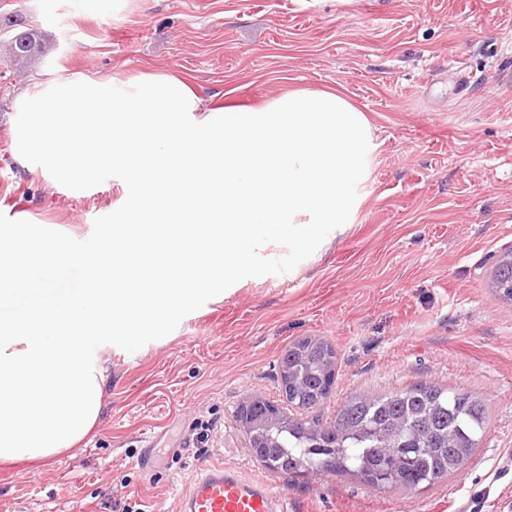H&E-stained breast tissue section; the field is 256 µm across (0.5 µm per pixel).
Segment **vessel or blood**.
I'll return each instance as SVG.
<instances>
[{
    "instance_id": "1",
    "label": "vessel or blood",
    "mask_w": 512,
    "mask_h": 512,
    "mask_svg": "<svg viewBox=\"0 0 512 512\" xmlns=\"http://www.w3.org/2000/svg\"><path fill=\"white\" fill-rule=\"evenodd\" d=\"M278 494L262 479H246L221 464L200 466L179 512H276Z\"/></svg>"
}]
</instances>
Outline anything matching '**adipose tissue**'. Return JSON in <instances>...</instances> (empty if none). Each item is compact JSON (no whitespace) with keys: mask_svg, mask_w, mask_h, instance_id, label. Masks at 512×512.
I'll list each match as a JSON object with an SVG mask.
<instances>
[{"mask_svg":"<svg viewBox=\"0 0 512 512\" xmlns=\"http://www.w3.org/2000/svg\"><path fill=\"white\" fill-rule=\"evenodd\" d=\"M21 168L87 190L102 172L122 201L84 253L49 225L0 228V461L75 448L111 380L99 338L130 341L197 281L232 288L327 248L351 228L380 144L330 89H288L256 108H213L166 72L59 76L24 89L12 116ZM46 261L52 278L32 275ZM34 304L6 318L18 294Z\"/></svg>","mask_w":512,"mask_h":512,"instance_id":"ef3b65f1","label":"adipose tissue"}]
</instances>
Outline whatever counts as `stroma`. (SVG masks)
<instances>
[{"label": "stroma", "mask_w": 512, "mask_h": 512, "mask_svg": "<svg viewBox=\"0 0 512 512\" xmlns=\"http://www.w3.org/2000/svg\"><path fill=\"white\" fill-rule=\"evenodd\" d=\"M15 13L44 56L6 57ZM145 71L184 76L222 106L338 90L381 144L367 196L315 258L157 311L138 338L104 348L112 384L98 425L64 454L0 465V512H177L210 462L265 479L288 512H512V304L493 288L512 250V0H0V227L30 215L98 248L111 177L85 194L20 168L9 116L20 91L59 75ZM301 339L337 356L313 410L288 403L280 379ZM424 383L485 398L487 431L460 471L413 492L271 471L238 419L252 393L329 421L349 395Z\"/></svg>", "instance_id": "obj_1"}]
</instances>
